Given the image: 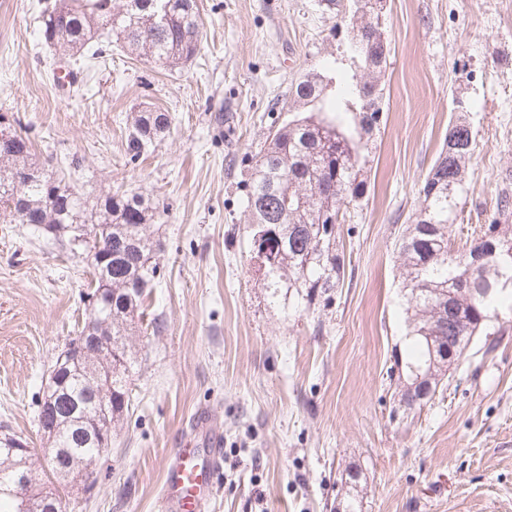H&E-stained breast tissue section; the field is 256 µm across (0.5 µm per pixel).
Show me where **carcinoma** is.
<instances>
[{
  "label": "carcinoma",
  "instance_id": "obj_1",
  "mask_svg": "<svg viewBox=\"0 0 512 512\" xmlns=\"http://www.w3.org/2000/svg\"><path fill=\"white\" fill-rule=\"evenodd\" d=\"M71 12L67 22L49 12L40 21L42 42L73 60L88 65L103 58V38H116L128 48L165 67L183 65L200 51L202 31L196 0H59ZM353 37L363 56L339 80L311 69L290 85L284 95L291 116L254 156L245 183L251 215L250 235L260 230L279 246V260L264 272L273 292L293 288L307 304L330 299L345 279V258L336 238H323L327 225L346 223L351 210L362 205L368 175L362 153L383 123L381 76L387 67L381 46L371 41L372 18H350ZM171 117L145 109L127 127L126 149L136 159L170 130ZM456 139L458 149L442 146L419 193L420 208L399 239L406 292L404 357L396 364L407 378L414 371L429 377L437 390L454 365L466 359L474 337L498 335L490 331L495 306L512 301V287H504L499 269L512 265V236L498 238L495 254L478 261L474 249L486 232L479 231L470 245L454 249L452 226L466 192L467 164L474 153L475 135L470 122L460 117L448 127L445 141ZM18 196L9 213L20 224H40L74 250L77 229H97L102 250L111 259L90 260L94 304L85 319L96 318L95 331L112 342V359L92 362L105 379L81 373L74 362L72 338L55 357L51 378L57 396L38 407V425H53L51 458L43 467L31 459L17 466L16 452L0 447V487L17 482L44 492L40 512H65L59 490L45 485L82 470H94L104 456L100 437L118 423L130 402L129 373L132 356L126 350L128 331L157 278V241L148 233L149 205L138 194L114 193L91 201L64 179L47 174L32 162L30 149L0 147V200ZM506 291H501V288ZM474 288H497L487 297ZM453 294L456 309L439 303L438 292ZM442 328L451 358L429 361L428 340L433 327Z\"/></svg>",
  "mask_w": 512,
  "mask_h": 512
}]
</instances>
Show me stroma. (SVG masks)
Wrapping results in <instances>:
<instances>
[{
    "mask_svg": "<svg viewBox=\"0 0 512 512\" xmlns=\"http://www.w3.org/2000/svg\"><path fill=\"white\" fill-rule=\"evenodd\" d=\"M46 0H0V113L37 161L66 167L90 196L138 193L155 214V286L129 344L132 405L112 431L92 494L67 512H157L174 448L206 414L223 433L206 512H512V312L443 388L408 410L402 267L396 243L458 117L475 134L461 200L469 232L512 195V0H387L385 121L369 145L370 189L341 234L346 276L329 306L272 296L252 265L242 187L252 155L287 121L282 97L341 57L328 0H197L201 49L169 69L120 44L58 85L40 39ZM168 112L170 132L137 159L126 120ZM90 267L0 208V431L47 445L37 404L50 366L82 325Z\"/></svg>",
    "mask_w": 512,
    "mask_h": 512,
    "instance_id": "35a3bbf8",
    "label": "stroma"
}]
</instances>
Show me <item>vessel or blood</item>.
Masks as SVG:
<instances>
[{"instance_id": "1", "label": "vessel or blood", "mask_w": 512, "mask_h": 512, "mask_svg": "<svg viewBox=\"0 0 512 512\" xmlns=\"http://www.w3.org/2000/svg\"><path fill=\"white\" fill-rule=\"evenodd\" d=\"M210 455L185 444L174 449L165 471L164 512H203L207 494L213 493V477L221 459L220 433L211 435Z\"/></svg>"}]
</instances>
